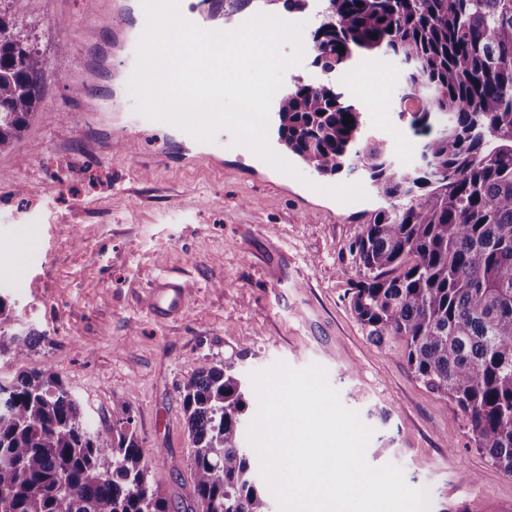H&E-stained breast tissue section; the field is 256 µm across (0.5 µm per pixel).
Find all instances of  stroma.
Returning a JSON list of instances; mask_svg holds the SVG:
<instances>
[{"mask_svg": "<svg viewBox=\"0 0 512 512\" xmlns=\"http://www.w3.org/2000/svg\"><path fill=\"white\" fill-rule=\"evenodd\" d=\"M322 9L305 0L290 10L304 25L303 56L282 91L321 79L312 35ZM0 10L46 62L42 102L0 153V295L42 339L24 362L1 358L0 378L50 370L99 429L128 400L150 475L171 512H184L183 384L229 357L247 378L316 364L371 429L368 463L400 468L428 491L430 512H512V478L477 451L455 403L414 377L398 342L371 341L350 310L349 242L382 201L344 203L321 189L361 175L321 176L294 157L292 177L220 138L200 152L169 124L140 127L121 65L128 33L113 34L87 0H0ZM333 81L367 108L370 133L413 163L415 139L395 119L397 61L362 58ZM162 279L187 294L181 312L158 318L147 296ZM465 469L476 482L462 480Z\"/></svg>", "mask_w": 512, "mask_h": 512, "instance_id": "35a3bbf8", "label": "stroma"}]
</instances>
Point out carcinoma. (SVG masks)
<instances>
[{"mask_svg":"<svg viewBox=\"0 0 512 512\" xmlns=\"http://www.w3.org/2000/svg\"><path fill=\"white\" fill-rule=\"evenodd\" d=\"M312 41L325 79L279 98L278 141L320 175L361 172L388 202L349 243L352 311L376 342L400 341L417 380L457 405L475 448L512 477V0H327ZM380 55L405 68L412 167L329 80ZM44 71L0 11V152L29 125ZM15 324L0 295V356L21 361L40 333ZM181 393L188 512H270L242 442L251 404L235 360L200 367ZM113 411L112 427L87 426L48 369L0 380V512H169L128 401Z\"/></svg>","mask_w":512,"mask_h":512,"instance_id":"obj_1","label":"carcinoma"}]
</instances>
